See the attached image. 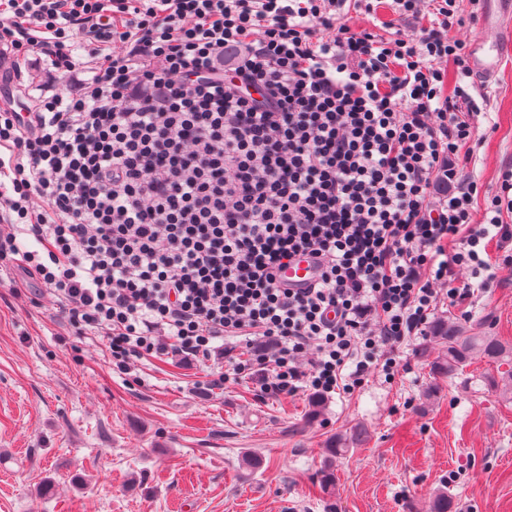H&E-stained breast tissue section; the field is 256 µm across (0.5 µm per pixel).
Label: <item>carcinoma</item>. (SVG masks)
Returning <instances> with one entry per match:
<instances>
[{
	"instance_id": "1",
	"label": "carcinoma",
	"mask_w": 512,
	"mask_h": 512,
	"mask_svg": "<svg viewBox=\"0 0 512 512\" xmlns=\"http://www.w3.org/2000/svg\"><path fill=\"white\" fill-rule=\"evenodd\" d=\"M433 348L437 349V356L431 362L430 369L433 374L442 377L458 374L477 353L500 366H509V369L498 372V377L490 379V383L502 399L512 402V346L487 335L481 322L463 324L450 316L435 320L420 355H429ZM360 441L362 437L359 432L348 439L338 437L330 443L329 456L335 458L348 450V443Z\"/></svg>"
}]
</instances>
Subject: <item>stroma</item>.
Here are the masks:
<instances>
[{
    "instance_id": "1",
    "label": "stroma",
    "mask_w": 512,
    "mask_h": 512,
    "mask_svg": "<svg viewBox=\"0 0 512 512\" xmlns=\"http://www.w3.org/2000/svg\"><path fill=\"white\" fill-rule=\"evenodd\" d=\"M90 77L31 55L0 69V96L32 108ZM477 88L484 142L469 169L492 190L512 165V53ZM436 313L484 319L512 342V268L466 309L444 301ZM423 342L393 349V378L319 401L264 398L248 381L208 391L223 341L208 359L148 357L125 374L105 337L74 335L53 298L16 274L0 282V512H429L439 489L459 512H512V404L489 385L496 365L478 357L439 377ZM358 429L364 442L324 479L331 439Z\"/></svg>"
}]
</instances>
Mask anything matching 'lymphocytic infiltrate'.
I'll list each match as a JSON object with an SVG mask.
<instances>
[{
    "instance_id": "lymphocytic-infiltrate-1",
    "label": "lymphocytic infiltrate",
    "mask_w": 512,
    "mask_h": 512,
    "mask_svg": "<svg viewBox=\"0 0 512 512\" xmlns=\"http://www.w3.org/2000/svg\"><path fill=\"white\" fill-rule=\"evenodd\" d=\"M346 3L0 0L16 57L71 72L75 40L128 47L35 111L0 108V261L106 337L118 370L221 339L211 386L324 396L392 377L390 348L473 295L458 271L486 287L512 266V168L474 219L483 106L454 0H393L401 19L432 8L411 39L352 29ZM301 252L319 282L279 287Z\"/></svg>"
}]
</instances>
